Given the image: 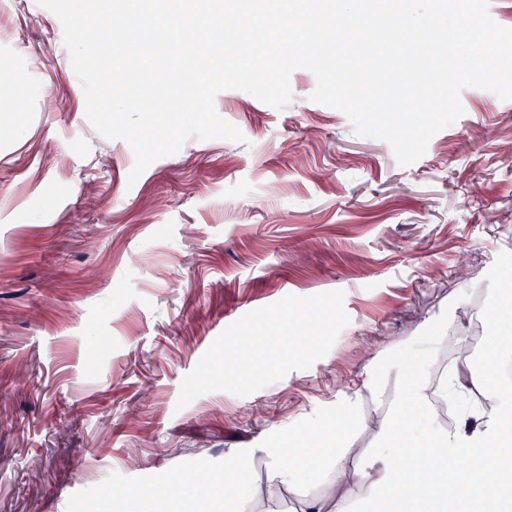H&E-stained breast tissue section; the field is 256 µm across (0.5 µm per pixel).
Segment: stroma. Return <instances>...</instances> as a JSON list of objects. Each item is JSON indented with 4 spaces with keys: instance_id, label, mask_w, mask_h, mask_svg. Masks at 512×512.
Wrapping results in <instances>:
<instances>
[{
    "instance_id": "stroma-1",
    "label": "stroma",
    "mask_w": 512,
    "mask_h": 512,
    "mask_svg": "<svg viewBox=\"0 0 512 512\" xmlns=\"http://www.w3.org/2000/svg\"><path fill=\"white\" fill-rule=\"evenodd\" d=\"M0 512H105L114 488L181 478L279 434L300 446L364 389L369 363L442 347L483 299L512 301V100L474 87L402 166L292 71L274 108L238 89L243 142L187 140L136 182L99 134L60 19L0 0ZM197 233L187 236L185 225ZM344 291L350 322L309 369L177 408L183 377L244 314Z\"/></svg>"
}]
</instances>
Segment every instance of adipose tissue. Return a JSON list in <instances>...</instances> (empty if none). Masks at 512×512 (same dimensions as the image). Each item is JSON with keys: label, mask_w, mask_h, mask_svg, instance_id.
Instances as JSON below:
<instances>
[{"label": "adipose tissue", "mask_w": 512, "mask_h": 512, "mask_svg": "<svg viewBox=\"0 0 512 512\" xmlns=\"http://www.w3.org/2000/svg\"><path fill=\"white\" fill-rule=\"evenodd\" d=\"M408 359L395 367L397 397L380 419L379 427L392 441L393 451L362 455L353 446L345 415L361 413L359 401L337 406L338 423L316 465L325 470V489L319 494L300 491L298 471L303 451L271 435L265 448H230L215 488L224 494L225 512H281L271 498L280 490L296 494L294 512H360L362 504L383 500L384 512H512V390L490 383L472 368L471 357L458 361L451 372L425 381ZM441 394L479 390L495 395L498 407L465 416L452 426L429 419L424 441H415L412 408H428L429 387ZM473 466L461 473L462 455ZM266 461L262 479H254V457Z\"/></svg>", "instance_id": "adipose-tissue-1"}]
</instances>
